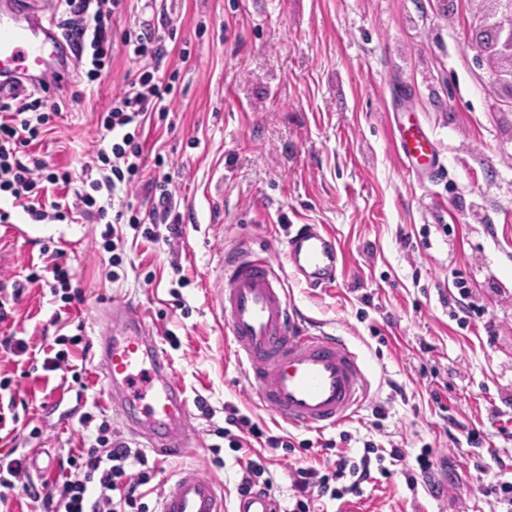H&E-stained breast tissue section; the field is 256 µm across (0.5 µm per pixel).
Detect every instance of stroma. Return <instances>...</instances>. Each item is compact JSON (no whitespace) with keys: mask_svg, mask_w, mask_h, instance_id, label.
Listing matches in <instances>:
<instances>
[{"mask_svg":"<svg viewBox=\"0 0 512 512\" xmlns=\"http://www.w3.org/2000/svg\"><path fill=\"white\" fill-rule=\"evenodd\" d=\"M145 18H175L188 61L170 54L179 91L165 122L146 127L147 156L163 155L182 234L148 242L122 226L121 266L112 264L104 225L0 224V275L25 279L43 248L63 249L82 300L59 313L48 288L32 284L14 313L18 336L37 349L60 335L83 365L82 397L59 389L58 373L16 376L28 403L19 450L39 482L56 476L49 458L80 447L83 414L99 411L102 366L94 355L109 303L141 304L188 399L192 448L158 460L164 490L186 468L217 479L235 512L237 455L212 456L231 404L272 435L311 440L310 451L271 452L275 495L292 496L298 464L333 465L336 451L363 444L405 449L389 478L328 503L329 512H506L495 487L512 480V99L492 93L476 61L470 0H150ZM137 66L116 54L81 111L57 119L44 145L51 166L80 170L99 148L97 116ZM432 134L443 169L409 168L395 142L397 122ZM332 231L344 262L332 287L308 288L283 260L286 225ZM242 247L278 257L288 302L302 320L344 336L368 368L366 405L326 433L297 430L260 407L242 380L234 344L213 310L224 255ZM480 444H467L468 433ZM336 451L323 450L325 439ZM430 448L422 477L416 457ZM417 477L408 488L407 474Z\"/></svg>","mask_w":512,"mask_h":512,"instance_id":"obj_1","label":"stroma"}]
</instances>
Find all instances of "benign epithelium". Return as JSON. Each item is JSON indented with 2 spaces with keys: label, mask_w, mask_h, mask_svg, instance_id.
<instances>
[{
  "label": "benign epithelium",
  "mask_w": 512,
  "mask_h": 512,
  "mask_svg": "<svg viewBox=\"0 0 512 512\" xmlns=\"http://www.w3.org/2000/svg\"><path fill=\"white\" fill-rule=\"evenodd\" d=\"M477 19L475 37L479 60L492 75L495 93L512 97V0H472Z\"/></svg>",
  "instance_id": "1"
}]
</instances>
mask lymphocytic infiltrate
I'll return each instance as SVG.
<instances>
[{"label": "lymphocytic infiltrate", "instance_id": "1", "mask_svg": "<svg viewBox=\"0 0 512 512\" xmlns=\"http://www.w3.org/2000/svg\"><path fill=\"white\" fill-rule=\"evenodd\" d=\"M126 10V0H55L52 17L65 43L76 52L78 67L88 82H96L121 53L138 66L136 77L126 89L113 97L97 118L96 131L104 148L98 149L93 165L80 173L49 165L34 146L52 131L62 112L78 111L86 98L76 90L56 98L29 97L18 102H0V223H10L13 210L19 209L33 224H62L72 219L67 198L57 196L60 187L80 183L76 197L86 217L106 224H126L142 238L155 240V225H165L171 236L182 234L180 215L170 179L162 175L146 178L147 165L160 168L162 156L146 159L142 130L148 119H166V102L175 96L178 71H163L168 55L166 38L148 20L125 27L117 22ZM145 184L150 207L139 211L132 205L108 211L113 199L127 195L136 184ZM50 264L32 269L25 281L0 279V324L11 320L10 304L19 303L26 283L46 282L54 299L69 305L79 300L71 284V273L63 251L50 255ZM224 425L216 436L227 440L230 448L241 450L243 434L264 441L272 449L312 447L310 440L299 442L267 434L248 415L233 406L224 409ZM83 427H95L89 446L70 450L60 463L55 481L41 488L29 479L28 458L0 457V507L8 506L9 495L22 491L32 502L33 512H151L145 490L156 476L158 466L145 449L128 443L114 444L109 422L94 423L92 416L81 419ZM212 445V454L221 447ZM401 448L385 449L368 443L359 460L341 456L336 466L320 471L297 466L292 471L294 504L284 512H319L331 501L358 494L363 483L374 475L390 476V464L404 461Z\"/></svg>", "mask_w": 512, "mask_h": 512}]
</instances>
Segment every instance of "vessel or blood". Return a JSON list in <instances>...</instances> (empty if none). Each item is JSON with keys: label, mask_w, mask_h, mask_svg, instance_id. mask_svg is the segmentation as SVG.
I'll return each instance as SVG.
<instances>
[{"label": "vessel or blood", "mask_w": 512, "mask_h": 512, "mask_svg": "<svg viewBox=\"0 0 512 512\" xmlns=\"http://www.w3.org/2000/svg\"><path fill=\"white\" fill-rule=\"evenodd\" d=\"M62 39L51 13H33L15 0L0 15V99L27 93L18 74L50 72L63 83V68L50 66L48 47ZM396 147L410 165L438 170L440 161L422 125L400 126ZM284 254L307 285L331 283L342 253L333 233L315 224L288 225ZM273 257L249 248L224 260V284L215 309L237 346L242 376L259 402L297 429L322 432L348 422L365 405L368 369L343 337L295 323ZM143 307L112 308L116 329L105 336L101 355L103 403L120 413L133 435L167 458L191 448L188 399L165 352L147 325ZM158 512H224L221 484L186 469L163 493ZM237 512H278L272 494L240 498Z\"/></svg>", "instance_id": "vessel-or-blood-1"}]
</instances>
